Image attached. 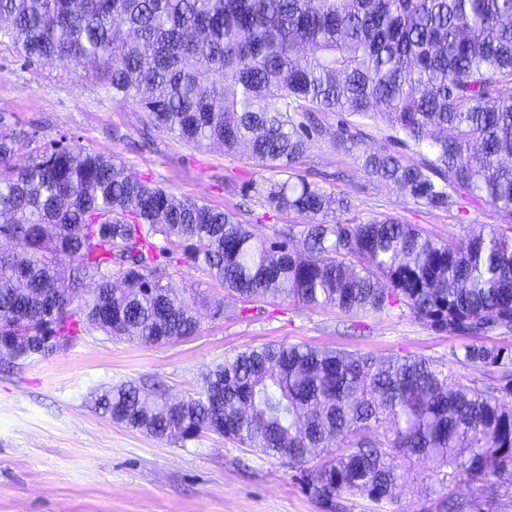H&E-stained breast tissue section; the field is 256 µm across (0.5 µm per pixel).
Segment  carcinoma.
Masks as SVG:
<instances>
[{"mask_svg":"<svg viewBox=\"0 0 512 512\" xmlns=\"http://www.w3.org/2000/svg\"><path fill=\"white\" fill-rule=\"evenodd\" d=\"M0 19L27 63H86L154 128L277 170L249 190L310 220L264 236L65 135L1 132L0 359L90 331L195 335L199 302L170 283L186 263L246 301L403 305L450 336L512 332V0H0ZM380 126L403 151L364 150L368 177L430 210L485 205L498 223L439 240L390 214L362 219L298 173L313 141L350 152ZM21 149L31 159L17 169ZM463 360L495 369L498 386L424 356L281 344L224 359L179 400L141 381L94 405L156 438L215 435L291 466L319 449L306 488L336 512L348 495L394 499L406 466L512 486V355L473 344ZM438 512L490 507L450 492Z\"/></svg>","mask_w":512,"mask_h":512,"instance_id":"carcinoma-1","label":"carcinoma"}]
</instances>
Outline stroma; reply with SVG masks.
Here are the masks:
<instances>
[{
  "label": "stroma",
  "instance_id": "stroma-1",
  "mask_svg": "<svg viewBox=\"0 0 512 512\" xmlns=\"http://www.w3.org/2000/svg\"><path fill=\"white\" fill-rule=\"evenodd\" d=\"M146 122L140 105L113 99L87 79L83 64L64 73L26 63L0 26V131L34 130L44 143L78 136L84 147L118 156L128 172L177 197L223 209L245 203L247 183L276 176L217 145L195 148L162 130L145 133ZM298 171L349 195L363 217L391 214L438 238L462 233L468 222L492 221L486 210H469L462 223L456 212L416 206L396 188L372 182L358 152L336 151L324 139L313 143ZM172 283L202 303L200 329L188 340L150 346L92 333L44 359L0 363V512H323L302 467L216 436L155 439L95 410L93 394L151 378L180 398L198 391L203 374L225 358L270 344L425 356L452 366L467 383L485 372L457 363L464 346L476 341L512 352V333L451 336L403 307L349 314L280 299L245 303L193 265L179 267ZM446 492L439 477L415 467L403 472L393 501L354 495L343 512H427Z\"/></svg>",
  "mask_w": 512,
  "mask_h": 512
}]
</instances>
